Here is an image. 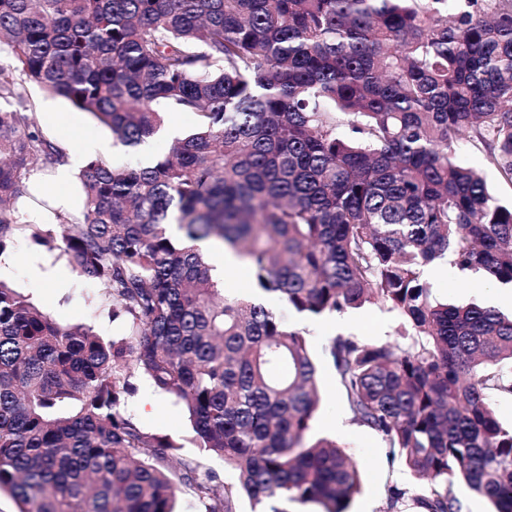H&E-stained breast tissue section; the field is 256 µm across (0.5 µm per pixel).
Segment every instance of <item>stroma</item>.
Returning a JSON list of instances; mask_svg holds the SVG:
<instances>
[{
    "label": "stroma",
    "instance_id": "1",
    "mask_svg": "<svg viewBox=\"0 0 512 512\" xmlns=\"http://www.w3.org/2000/svg\"><path fill=\"white\" fill-rule=\"evenodd\" d=\"M26 93L34 105L36 127L64 150L77 148L79 139L84 136L111 139V132L92 114L73 108L65 99L31 84L27 85ZM453 151L458 163L484 174L499 202H512V182L504 179L490 164L480 144L464 133L455 141ZM54 174V169L39 164L34 166L29 195L20 204L25 217L33 220L43 218V201L55 200L60 192L54 185ZM37 264L66 269L68 276L57 285L34 281L31 271ZM434 266L439 275L429 280L428 285L432 296L437 299L459 305L471 302L483 305L499 289L498 284L486 282L481 273L459 270L450 258L437 260ZM0 280L27 295L34 304L61 324H87L106 339L125 333L124 322L111 318L106 304L99 298L96 284L70 271L67 259L60 252H49L26 240H17L0 255ZM276 312L290 326L303 327L309 332L311 349L319 365L322 395L320 410L314 422L315 433L336 439L362 466V490L352 501L351 512H385L390 489L395 486L408 487L412 479L402 466L390 462L387 450L377 434L349 420L337 388L335 373L325 358L324 348L335 334L333 315L308 320L293 313L284 303L279 304ZM352 316L355 323L347 328V335L368 343L396 341V332L401 322L396 312L377 304H368L353 310ZM121 410L144 432L166 436L176 442L179 446L176 460L200 462L202 469L216 472L221 482L235 481L234 471L225 466L221 458L196 448L186 412L173 396L157 393L154 410L149 414L140 410L138 399L134 396L122 403Z\"/></svg>",
    "mask_w": 512,
    "mask_h": 512
}]
</instances>
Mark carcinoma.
<instances>
[{"label": "carcinoma", "mask_w": 512, "mask_h": 512, "mask_svg": "<svg viewBox=\"0 0 512 512\" xmlns=\"http://www.w3.org/2000/svg\"><path fill=\"white\" fill-rule=\"evenodd\" d=\"M0 253L60 249L99 286L125 335L62 325L0 280V490L19 512H175L191 487L235 512H349L357 463L313 426L308 332L209 275V240L256 292L315 319L375 302L394 343L337 335L327 353L350 421L419 487L389 512H462L466 486L512 512V315L430 298L425 266L512 284V205L458 164L464 130L512 182V0H0ZM93 114L136 147L159 107L194 132L145 168L90 159L84 220H26L31 165L66 163L25 84ZM149 379L183 404L199 448L236 483L167 469L177 447L120 412Z\"/></svg>", "instance_id": "obj_1"}]
</instances>
